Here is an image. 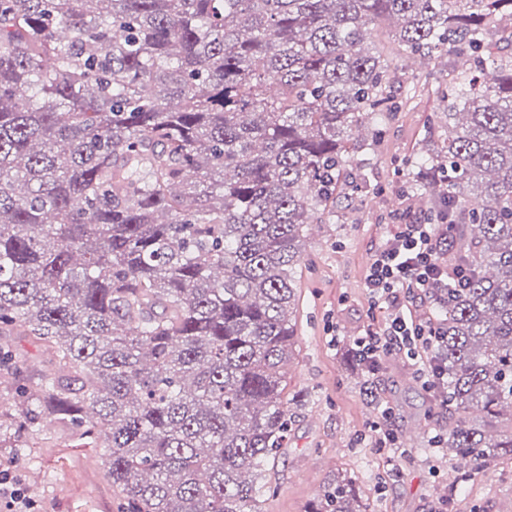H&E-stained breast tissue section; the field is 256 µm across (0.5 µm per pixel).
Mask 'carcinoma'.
<instances>
[{
	"mask_svg": "<svg viewBox=\"0 0 512 512\" xmlns=\"http://www.w3.org/2000/svg\"><path fill=\"white\" fill-rule=\"evenodd\" d=\"M450 45L448 138L408 183L469 280L434 309L444 444L512 461V0H0V336L68 371L18 386L0 445L52 418L103 441L131 512H261L305 228L419 92L403 63ZM309 512L367 509L338 478Z\"/></svg>",
	"mask_w": 512,
	"mask_h": 512,
	"instance_id": "obj_1",
	"label": "carcinoma"
}]
</instances>
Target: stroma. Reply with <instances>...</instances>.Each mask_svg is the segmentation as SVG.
<instances>
[{
	"label": "stroma",
	"instance_id": "35a3bbf8",
	"mask_svg": "<svg viewBox=\"0 0 512 512\" xmlns=\"http://www.w3.org/2000/svg\"><path fill=\"white\" fill-rule=\"evenodd\" d=\"M432 95L393 113L382 134L355 154L352 167L366 184L339 198V221L309 227L296 313L297 336L286 380L304 406L288 446L268 479L262 512H308L324 486L344 476L368 512H431L437 491L448 493V512H512V462L495 460L473 480H457L455 456L430 447L448 427L447 411L430 405L406 360L386 358L369 396L345 365L344 346L380 327L386 306H374L365 288L372 256L393 234L404 212H427L428 195H411L407 181L415 158L426 155L432 118L446 111ZM389 403L402 456L374 447L369 425L378 403ZM35 448L0 447L33 512H126L113 490L101 448L76 447L69 431L46 422Z\"/></svg>",
	"mask_w": 512,
	"mask_h": 512
}]
</instances>
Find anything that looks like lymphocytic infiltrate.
I'll return each instance as SVG.
<instances>
[{"label":"lymphocytic infiltrate","instance_id":"f902f5d3","mask_svg":"<svg viewBox=\"0 0 512 512\" xmlns=\"http://www.w3.org/2000/svg\"><path fill=\"white\" fill-rule=\"evenodd\" d=\"M454 233L445 214L424 218L405 217L403 224L375 252L365 277L371 298L386 304L390 315L383 328L369 329L354 345L368 376H375L385 357L404 355L417 359L420 352L436 347L438 333L408 318L402 293L423 302L444 304L449 287H463V270L449 268L444 258Z\"/></svg>","mask_w":512,"mask_h":512}]
</instances>
